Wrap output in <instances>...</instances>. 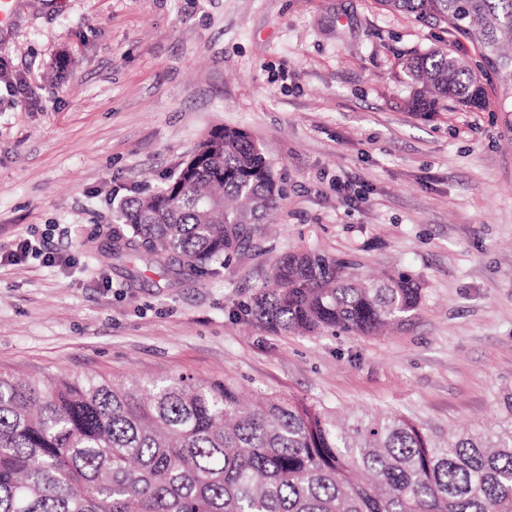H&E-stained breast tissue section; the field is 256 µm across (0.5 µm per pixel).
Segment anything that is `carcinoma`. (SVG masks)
<instances>
[{
	"label": "carcinoma",
	"mask_w": 512,
	"mask_h": 512,
	"mask_svg": "<svg viewBox=\"0 0 512 512\" xmlns=\"http://www.w3.org/2000/svg\"><path fill=\"white\" fill-rule=\"evenodd\" d=\"M376 3L454 43L479 32L471 56L404 60L414 109L481 107L493 81L512 95V0ZM198 149L190 179L122 202L108 256L147 255L172 281L250 249L283 184L242 129L215 128ZM420 300L405 271L365 280L347 259L299 250L236 315L276 333L368 335ZM0 512H512V390L495 426L443 437L396 414L341 424L292 397L247 403L222 380L0 372Z\"/></svg>",
	"instance_id": "obj_1"
}]
</instances>
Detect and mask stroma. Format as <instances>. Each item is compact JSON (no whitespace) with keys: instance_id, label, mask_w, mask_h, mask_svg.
Here are the masks:
<instances>
[{"instance_id":"stroma-1","label":"stroma","mask_w":512,"mask_h":512,"mask_svg":"<svg viewBox=\"0 0 512 512\" xmlns=\"http://www.w3.org/2000/svg\"><path fill=\"white\" fill-rule=\"evenodd\" d=\"M0 27V370L190 374L341 417L481 430L512 385V111L409 110L401 52L443 27L376 0H17ZM67 76L55 80L61 56ZM247 131L287 196L255 250L157 287L104 249L122 199L164 186L214 128ZM351 183L337 191V180ZM299 249L400 269L417 311L380 335L275 334L238 317Z\"/></svg>"}]
</instances>
